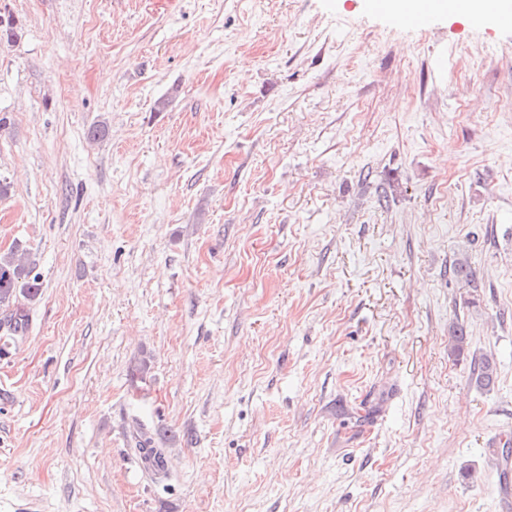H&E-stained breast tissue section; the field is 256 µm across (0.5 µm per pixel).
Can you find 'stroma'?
<instances>
[{
	"label": "stroma",
	"mask_w": 512,
	"mask_h": 512,
	"mask_svg": "<svg viewBox=\"0 0 512 512\" xmlns=\"http://www.w3.org/2000/svg\"><path fill=\"white\" fill-rule=\"evenodd\" d=\"M0 23V251L42 284L0 359V512H497L512 29L365 0H0ZM497 379V362L493 355H485L472 374V381L479 389L490 390ZM133 435L134 448L142 454L146 463L155 474H165V456L163 445L166 443V435L158 429L145 428L138 423Z\"/></svg>",
	"instance_id": "1"
}]
</instances>
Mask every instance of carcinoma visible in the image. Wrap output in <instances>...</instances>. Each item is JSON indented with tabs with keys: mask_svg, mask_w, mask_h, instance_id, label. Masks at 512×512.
Here are the masks:
<instances>
[{
	"mask_svg": "<svg viewBox=\"0 0 512 512\" xmlns=\"http://www.w3.org/2000/svg\"><path fill=\"white\" fill-rule=\"evenodd\" d=\"M452 273L456 280L472 287L474 277L469 264L464 258L454 260ZM41 291L40 278L33 274V268L27 257L26 250L20 244L0 254V308L4 316L0 319V330L7 339H12L26 331L28 325L27 308L20 300L33 301ZM448 346L450 353L456 357L463 355L467 346V330L460 323H454L449 329ZM497 379V362L494 356L485 355L477 364L472 374L476 387L489 390L494 387ZM166 435L157 429L137 424L133 435L134 448L150 469L157 475L165 473V456L163 445Z\"/></svg>",
	"mask_w": 512,
	"mask_h": 512,
	"instance_id": "carcinoma-1",
	"label": "carcinoma"
}]
</instances>
